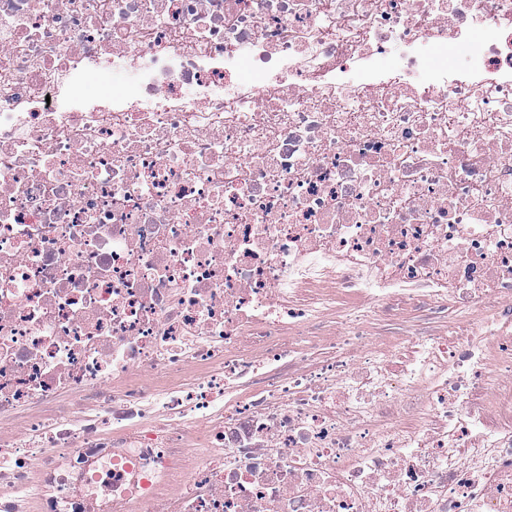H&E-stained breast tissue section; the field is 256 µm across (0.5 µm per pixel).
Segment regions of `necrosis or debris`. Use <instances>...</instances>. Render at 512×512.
I'll list each match as a JSON object with an SVG mask.
<instances>
[{
    "mask_svg": "<svg viewBox=\"0 0 512 512\" xmlns=\"http://www.w3.org/2000/svg\"><path fill=\"white\" fill-rule=\"evenodd\" d=\"M502 371L512 0H0V512H512Z\"/></svg>",
    "mask_w": 512,
    "mask_h": 512,
    "instance_id": "necrosis-or-debris-1",
    "label": "necrosis or debris"
}]
</instances>
